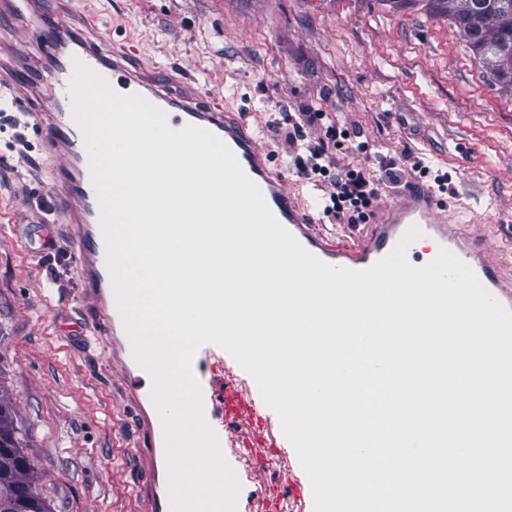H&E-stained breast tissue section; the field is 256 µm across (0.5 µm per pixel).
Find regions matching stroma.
Masks as SVG:
<instances>
[{
  "instance_id": "obj_1",
  "label": "stroma",
  "mask_w": 512,
  "mask_h": 512,
  "mask_svg": "<svg viewBox=\"0 0 512 512\" xmlns=\"http://www.w3.org/2000/svg\"><path fill=\"white\" fill-rule=\"evenodd\" d=\"M109 45L186 74L211 106L244 113L259 133L278 112H323L352 147L335 169L424 160L447 174L446 214L512 270V85L474 59L447 17L382 0H70ZM275 164L338 244L370 226L324 215L329 182ZM59 192L27 104L0 99V388L52 512H151L136 448L132 388L98 331L65 244L49 222Z\"/></svg>"
}]
</instances>
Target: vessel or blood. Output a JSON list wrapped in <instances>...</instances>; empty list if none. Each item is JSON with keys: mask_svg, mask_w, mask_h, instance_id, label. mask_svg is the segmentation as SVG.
I'll return each mask as SVG.
<instances>
[{"mask_svg": "<svg viewBox=\"0 0 512 512\" xmlns=\"http://www.w3.org/2000/svg\"><path fill=\"white\" fill-rule=\"evenodd\" d=\"M62 2L0 0V15L26 14L33 21L27 46L14 66L15 78L0 86L14 100L48 105L47 111L36 112L35 128L43 152L55 163L52 175L61 188L62 216L74 229L68 248L79 265L84 294L94 308L105 312L99 325L104 335H114L124 319L108 265L102 210L92 182L85 134L73 117L71 81L78 62L101 77L115 94L141 97L160 110L171 129L194 125L218 138L258 186L274 218L324 263L368 269L391 254L415 228L419 235L406 249L412 265H425L440 250H448L472 270L492 297L512 311V285L505 282L499 266L486 253L473 249L470 239L454 230L431 186L412 183L357 245L340 246L316 231L315 218L299 202L287 176L274 166L271 153L241 112L213 108L194 86L174 74L158 73L132 55L107 50L105 38L89 39ZM193 374L203 419L223 448L226 464L236 471L238 485L250 486L253 504H265L256 472L239 473L234 451L253 449L255 460L262 464L265 449L289 447L277 413L263 400L254 378L217 345L208 343L198 349ZM144 420L138 454L151 465L152 483L167 482L166 434L158 410H151ZM287 500L288 512H313L312 496L297 480H289Z\"/></svg>", "mask_w": 512, "mask_h": 512, "instance_id": "vessel-or-blood-1", "label": "vessel or blood"}]
</instances>
